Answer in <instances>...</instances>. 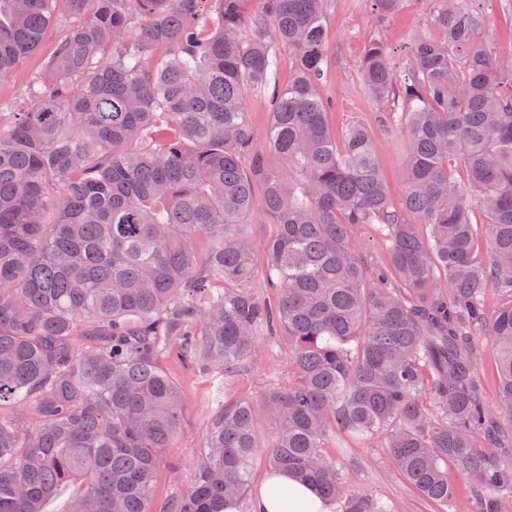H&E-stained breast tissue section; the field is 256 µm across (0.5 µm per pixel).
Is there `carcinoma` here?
<instances>
[{
  "instance_id": "1",
  "label": "carcinoma",
  "mask_w": 512,
  "mask_h": 512,
  "mask_svg": "<svg viewBox=\"0 0 512 512\" xmlns=\"http://www.w3.org/2000/svg\"><path fill=\"white\" fill-rule=\"evenodd\" d=\"M247 2L0 0V79L66 29L24 94L0 100V512H48L67 491L64 512H154L184 415L170 357L220 377L221 409L164 512L243 501L256 401L226 394L263 334L283 338L291 374L260 393L271 471L341 512H391L347 494L325 452L383 432L421 497L452 503L451 466L479 512H512V304L488 318L487 291L512 289V60L492 54L471 0H431L400 62L369 46L360 77L406 143L396 205L371 131L327 126L325 0H265L273 45ZM369 2L382 19L402 0ZM269 88L260 148L245 97ZM258 211L277 225L261 243ZM362 224L378 225L394 279L351 249ZM259 251L272 303L249 287ZM484 329L494 406L476 367Z\"/></svg>"
}]
</instances>
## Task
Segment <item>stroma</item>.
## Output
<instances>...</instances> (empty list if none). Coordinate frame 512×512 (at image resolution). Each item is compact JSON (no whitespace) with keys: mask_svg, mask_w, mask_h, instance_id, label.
<instances>
[{"mask_svg":"<svg viewBox=\"0 0 512 512\" xmlns=\"http://www.w3.org/2000/svg\"><path fill=\"white\" fill-rule=\"evenodd\" d=\"M471 7L486 26L492 52L498 56L511 54L512 0H472ZM430 8V0H403L400 9L381 23L374 20L369 0H328L327 5L329 65L320 85L322 98L330 104L327 123L337 135L355 122L372 130L379 166L396 200L403 193V138L397 127L380 123L357 69L365 48L373 41H384L396 52L403 50L412 34L426 24ZM62 35V29L50 30L37 51L20 62L17 73L0 80V97L18 96L24 78L41 67ZM170 373L183 393L184 419L181 436L176 446L168 449L157 473L155 498L161 505L188 490L206 430L219 411L210 400L213 386L209 381L186 375L175 365ZM287 383L288 356L281 347L270 344L264 358L235 379L233 390L254 397L267 385ZM326 450L335 456L348 493L379 498L390 505L392 512H444L443 507L419 497L395 469L384 436L364 443L331 440Z\"/></svg>","mask_w":512,"mask_h":512,"instance_id":"35a3bbf8","label":"stroma"}]
</instances>
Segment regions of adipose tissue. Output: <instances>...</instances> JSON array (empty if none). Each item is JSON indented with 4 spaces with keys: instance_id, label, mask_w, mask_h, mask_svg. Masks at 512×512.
Wrapping results in <instances>:
<instances>
[{
    "instance_id": "1",
    "label": "adipose tissue",
    "mask_w": 512,
    "mask_h": 512,
    "mask_svg": "<svg viewBox=\"0 0 512 512\" xmlns=\"http://www.w3.org/2000/svg\"><path fill=\"white\" fill-rule=\"evenodd\" d=\"M250 512H336V505L283 471L264 478L251 498Z\"/></svg>"
}]
</instances>
